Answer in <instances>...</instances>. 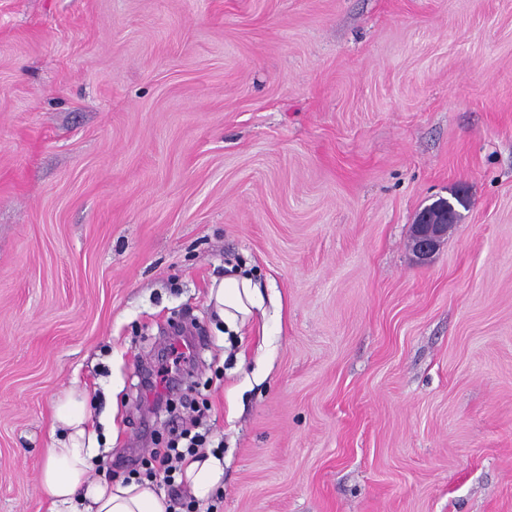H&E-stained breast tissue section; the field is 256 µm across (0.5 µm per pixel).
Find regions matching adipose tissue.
<instances>
[{
  "mask_svg": "<svg viewBox=\"0 0 512 512\" xmlns=\"http://www.w3.org/2000/svg\"><path fill=\"white\" fill-rule=\"evenodd\" d=\"M209 304L225 333L235 334L251 322L263 299L252 277L236 273L213 282ZM52 430L55 438L40 474L52 512H170L169 499L156 494L148 483L92 478L97 437L83 390L71 388L55 401ZM223 473V459L212 452L188 459L183 466L187 493L207 499Z\"/></svg>",
  "mask_w": 512,
  "mask_h": 512,
  "instance_id": "ef3b65f1",
  "label": "adipose tissue"
}]
</instances>
